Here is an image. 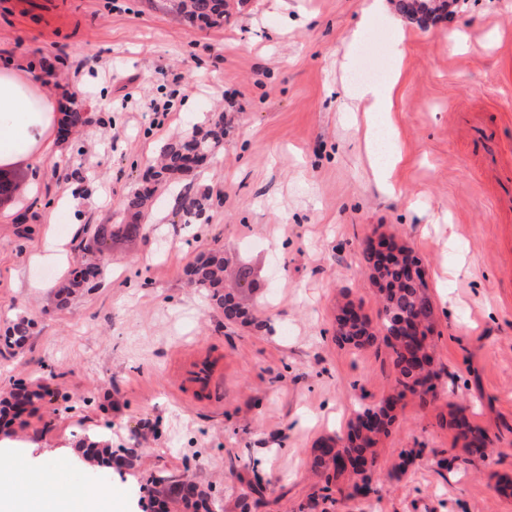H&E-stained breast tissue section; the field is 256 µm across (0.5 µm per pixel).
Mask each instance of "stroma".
<instances>
[{"label":"stroma","mask_w":512,"mask_h":512,"mask_svg":"<svg viewBox=\"0 0 512 512\" xmlns=\"http://www.w3.org/2000/svg\"><path fill=\"white\" fill-rule=\"evenodd\" d=\"M366 0H235L223 27H190L153 0H0V66H25L59 103L93 121L55 132L41 166L9 170L0 204V400L34 394L0 421L18 486L42 457L84 512H155L146 481L166 472L211 495L213 512H363L321 500L310 469L321 438L393 391L385 346L336 343V303L371 319L379 302L362 260L395 234L420 257L437 309V397L407 396L378 447L372 512H512V0H454L428 27L385 0L352 33ZM406 40L394 62L395 26ZM400 66L392 113L401 161L381 190L365 152V105L351 74ZM172 100L161 115L154 103ZM224 122V142L191 177L159 188L145 231L104 254L88 228L123 222L122 199L171 139ZM203 205L184 223L181 202ZM220 250L244 278L258 321L225 320L188 267ZM97 261L99 286L58 306L68 271ZM222 364L207 399L179 387L193 348ZM468 406L493 451L465 455L442 423ZM131 455L106 468L68 450ZM416 450L401 480L387 474ZM447 467H439V459Z\"/></svg>","instance_id":"obj_1"}]
</instances>
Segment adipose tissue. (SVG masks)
Masks as SVG:
<instances>
[{
  "mask_svg": "<svg viewBox=\"0 0 512 512\" xmlns=\"http://www.w3.org/2000/svg\"><path fill=\"white\" fill-rule=\"evenodd\" d=\"M397 77L382 83H364L354 87L353 95L365 102L374 114V126H391L394 108V90ZM56 119L53 96L46 90L35 88L22 69L0 67V165L7 166L17 159H28L42 164L52 141ZM56 462H48L43 481L28 486L26 496L57 512L61 505H69L71 512H80L83 501L80 488L68 489L63 497L50 494Z\"/></svg>",
  "mask_w": 512,
  "mask_h": 512,
  "instance_id": "1",
  "label": "adipose tissue"
}]
</instances>
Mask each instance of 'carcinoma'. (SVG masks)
<instances>
[{
	"label": "carcinoma",
	"instance_id": "carcinoma-1",
	"mask_svg": "<svg viewBox=\"0 0 512 512\" xmlns=\"http://www.w3.org/2000/svg\"><path fill=\"white\" fill-rule=\"evenodd\" d=\"M162 8L180 15L192 26L222 28L229 15V0H162ZM223 140L224 123L218 121L200 136L179 137L167 143L161 163L152 168L153 181L166 183L175 179L186 171L185 162L190 156H203ZM152 196L153 190L147 188H137L125 196L121 207L131 222L117 228L109 224L95 226L92 239L97 249H106L118 232L127 237L141 234L145 225L139 223V218ZM363 260L382 303L380 322L373 323L361 307L345 301L336 311V341L358 350L383 342L390 349L396 371L394 393L356 411L348 421L345 436H328L313 449V466L324 478L326 499L334 487L347 492L349 498L368 499L378 494L370 471L376 465V448L391 434L396 422L395 408L408 393L418 396L424 404L437 396L439 371L433 356L436 309L424 277H412L409 269L411 264H420V259L405 245L397 253L384 256L369 243L363 250ZM223 271L224 256L215 250L193 264L188 273L198 287L212 290V299L226 319L251 320L250 310L234 294L220 292ZM102 275L100 265L80 264L61 284L59 296L64 300L79 288L91 287ZM5 336L20 347L28 339L29 325L20 321ZM448 407L446 425L462 442L463 452L485 454L475 443L488 439L486 431L473 424L467 407L454 403Z\"/></svg>",
	"mask_w": 512,
	"mask_h": 512
}]
</instances>
